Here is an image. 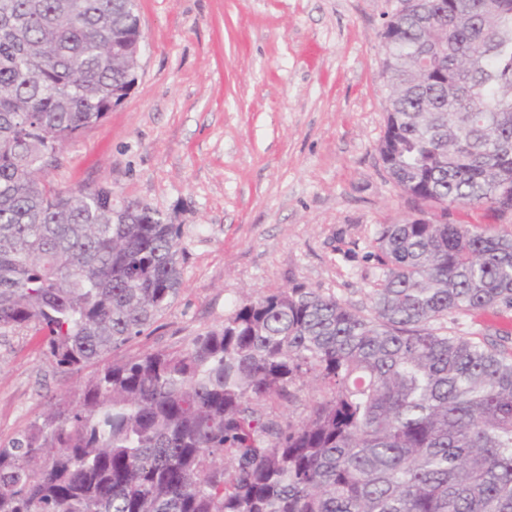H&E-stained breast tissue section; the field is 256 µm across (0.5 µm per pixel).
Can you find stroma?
I'll return each mask as SVG.
<instances>
[{
  "instance_id": "1",
  "label": "stroma",
  "mask_w": 512,
  "mask_h": 512,
  "mask_svg": "<svg viewBox=\"0 0 512 512\" xmlns=\"http://www.w3.org/2000/svg\"><path fill=\"white\" fill-rule=\"evenodd\" d=\"M138 4L134 85L47 173L181 227L182 288L118 357L184 348L234 306L297 284L366 306L381 273L376 233L412 212L377 151L381 31L396 0ZM85 378L56 369L34 330H0V438L78 398Z\"/></svg>"
}]
</instances>
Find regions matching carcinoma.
Returning a JSON list of instances; mask_svg holds the SVG:
<instances>
[{
    "label": "carcinoma",
    "mask_w": 512,
    "mask_h": 512,
    "mask_svg": "<svg viewBox=\"0 0 512 512\" xmlns=\"http://www.w3.org/2000/svg\"><path fill=\"white\" fill-rule=\"evenodd\" d=\"M381 38L378 151L416 215L378 230L369 306L296 284L105 363L177 297L181 225L42 175L143 34L130 0H0V329L96 367L0 440V512H512V333L448 328L512 308V232L450 221L512 217V0H413ZM452 219L456 224L496 225L497 229L512 231V224H499L501 221L486 207H466L453 210Z\"/></svg>",
    "instance_id": "1"
}]
</instances>
